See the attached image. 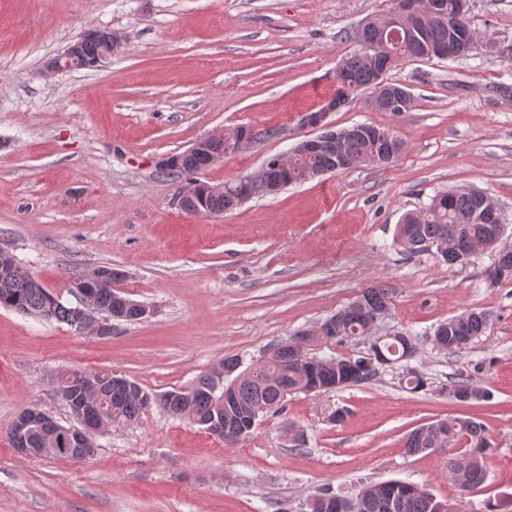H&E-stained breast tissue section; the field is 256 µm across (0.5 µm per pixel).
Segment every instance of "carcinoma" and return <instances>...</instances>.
I'll return each instance as SVG.
<instances>
[{
    "label": "carcinoma",
    "instance_id": "1",
    "mask_svg": "<svg viewBox=\"0 0 512 512\" xmlns=\"http://www.w3.org/2000/svg\"><path fill=\"white\" fill-rule=\"evenodd\" d=\"M398 2L384 15L366 20L354 33L360 45L357 53L344 58L336 76V96H342L346 88L356 94L365 92L378 72H389L406 60H430L440 58V52L448 44L463 40V36L475 38L468 13H460V0H418L419 5L405 16L398 14ZM390 24L408 27L409 35L388 48H382L386 26ZM353 132L340 147L336 132L328 130L319 136L314 157L294 156L289 163L293 180L300 182L310 178L311 171L323 170L330 174L364 166H382L392 163L400 156L382 161L376 159L386 143L378 137L387 129L373 124H354ZM183 172H171L169 176L199 172L209 167L205 155H188L182 158ZM246 186L240 182L224 192V196L198 204L189 199L181 201L180 207L192 214L222 215L240 206ZM502 222L496 203L489 196L479 199L471 190L437 193L418 212L403 216L397 225L395 243L404 252L413 255L431 247L448 267L456 265L448 253V239L455 237L461 243L481 241L488 249L496 248L491 237L493 226ZM494 281L512 278V250H501L495 254L493 264ZM394 289L373 285L365 288L352 303L336 312L338 321L333 330L326 333V342L362 339L372 335L373 316L384 315L390 309ZM0 309L15 311L23 315L44 320H55L79 327L82 310L68 306L61 298L43 288L40 283L15 258L0 256ZM487 324L481 311L469 310L436 326L432 342L442 351L454 354L464 349L480 336ZM417 336L409 332H396L382 336L371 344L369 353L359 357L319 358L312 369L293 362L291 353H281L263 364L252 365L236 380L231 399L222 403L215 397L210 372L198 376L196 381L182 393L169 390L159 393L157 406L176 416L186 409L194 416V424L207 430L206 424L213 418L224 419L226 445L241 442L230 432L241 429L257 410L264 415L284 408V402L292 392H301L310 379L320 384H333L342 389L374 378L379 367L408 361L416 350L410 343ZM57 386L76 398L90 402L101 397L112 402V423L132 424L147 408L148 391L135 381L122 393L112 392V375L88 373V377H72L68 372L56 374ZM448 397L456 399L463 393L472 399H484L487 392L467 379L448 382ZM404 448L410 453H438L445 459L448 479L460 497L481 487L487 480V458L491 442L484 425L472 418L443 419L421 426L410 432L404 440ZM310 512H462L461 507L437 499L426 489L402 480H389L366 485L350 496H341L329 489L319 490L309 502Z\"/></svg>",
    "mask_w": 512,
    "mask_h": 512
}]
</instances>
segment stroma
<instances>
[{"label":"stroma","instance_id":"obj_1","mask_svg":"<svg viewBox=\"0 0 512 512\" xmlns=\"http://www.w3.org/2000/svg\"><path fill=\"white\" fill-rule=\"evenodd\" d=\"M392 0H0V246L43 287L77 305L71 276L106 265L123 295L150 308L98 338L0 310V512H308L317 489L348 493L402 479L437 499L458 492L443 458L404 438L444 418L475 417L493 450L465 512H512V280L490 283L494 254L447 267L435 250L393 242L402 215L436 193L474 189L497 203L512 249V0H470L477 43L460 60L407 61L391 71L411 92L405 112L366 96L327 114L329 129L387 128L404 143L386 166L315 177L220 216L178 205L189 177L164 176L162 155L219 129L247 126L252 145L204 171L221 184L288 155L305 116L333 98L336 69L358 51L355 29ZM112 29L122 52L95 70L52 61L82 34ZM396 294L376 336L418 337L414 358L366 383L290 394L250 437L227 446L188 418L148 407L95 438L85 459L27 457L9 438L17 414L75 422L51 378L81 369L124 375L150 392L189 386L224 356L251 365L310 332L368 286ZM476 309L485 332L456 354L430 336ZM428 381L412 392L407 370ZM462 377L490 391L441 394ZM347 409L344 422L328 415ZM305 434L294 446L285 424Z\"/></svg>","mask_w":512,"mask_h":512}]
</instances>
